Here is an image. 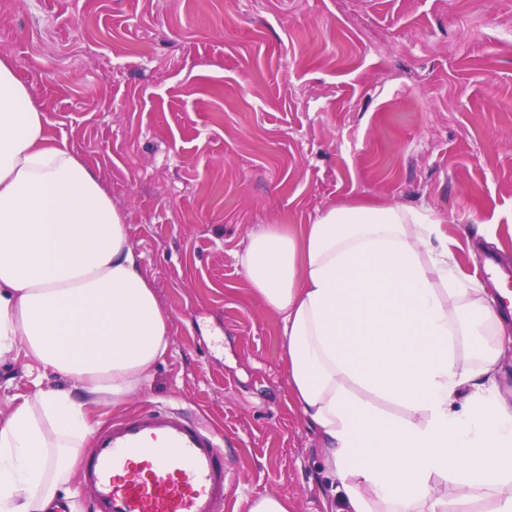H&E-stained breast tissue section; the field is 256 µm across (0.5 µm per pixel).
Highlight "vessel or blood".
I'll list each match as a JSON object with an SVG mask.
<instances>
[{
    "instance_id": "b4317fda",
    "label": "vessel or blood",
    "mask_w": 512,
    "mask_h": 512,
    "mask_svg": "<svg viewBox=\"0 0 512 512\" xmlns=\"http://www.w3.org/2000/svg\"><path fill=\"white\" fill-rule=\"evenodd\" d=\"M81 478L90 512H223L228 487L222 437L160 410L105 426Z\"/></svg>"
}]
</instances>
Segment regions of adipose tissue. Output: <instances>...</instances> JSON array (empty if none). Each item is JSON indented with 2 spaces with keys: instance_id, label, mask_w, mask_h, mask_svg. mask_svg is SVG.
Returning <instances> with one entry per match:
<instances>
[{
  "instance_id": "1",
  "label": "adipose tissue",
  "mask_w": 512,
  "mask_h": 512,
  "mask_svg": "<svg viewBox=\"0 0 512 512\" xmlns=\"http://www.w3.org/2000/svg\"><path fill=\"white\" fill-rule=\"evenodd\" d=\"M427 210L342 205L251 230L236 258L282 321L292 397L325 450L330 512H448V494L512 512V349L484 288ZM171 317L125 213L46 133L0 57V358L34 390L0 419V512H56L96 425L163 360ZM66 386L47 388V374Z\"/></svg>"
}]
</instances>
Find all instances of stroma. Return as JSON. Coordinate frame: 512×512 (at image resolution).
Returning <instances> with one entry per match:
<instances>
[{
  "instance_id": "stroma-1",
  "label": "stroma",
  "mask_w": 512,
  "mask_h": 512,
  "mask_svg": "<svg viewBox=\"0 0 512 512\" xmlns=\"http://www.w3.org/2000/svg\"><path fill=\"white\" fill-rule=\"evenodd\" d=\"M126 214L169 352L98 424L148 408L225 439L229 493L327 512L282 322L236 261L262 224L430 209L491 298L512 274V0H0V55ZM0 361V418L29 394Z\"/></svg>"
}]
</instances>
